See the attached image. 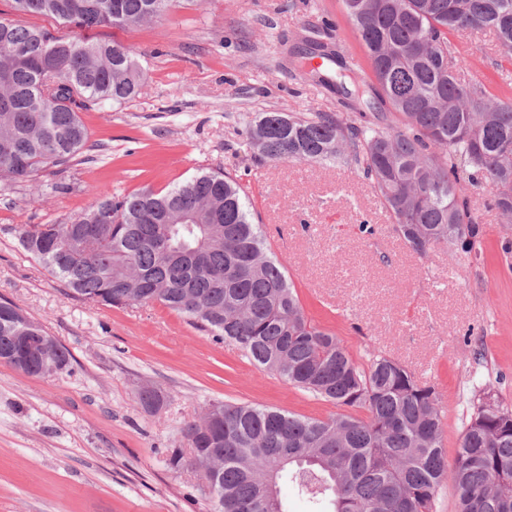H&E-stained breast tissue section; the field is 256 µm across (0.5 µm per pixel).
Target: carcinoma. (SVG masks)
<instances>
[{
	"mask_svg": "<svg viewBox=\"0 0 512 512\" xmlns=\"http://www.w3.org/2000/svg\"><path fill=\"white\" fill-rule=\"evenodd\" d=\"M20 14L52 16L80 29H118L161 20L174 0H11ZM375 84L353 75L335 52L311 65L318 82L387 106L385 125L358 126L330 112L312 117L265 112L247 130L259 161L361 164L389 210L394 230L418 254L437 244L472 250L480 234L459 194L458 170L497 188L493 204L512 224V97L459 83L448 36L494 32L512 61V0H342ZM141 52L120 42L64 40L0 18V178L29 179L65 169L89 150L79 111L136 96ZM23 250L88 302L119 307L158 302L236 346L258 367L340 412L326 420L258 405L213 403L186 424L191 455L219 452L218 512H288V486L313 512H436L451 483L457 512H512V408L475 387L478 405L455 463L444 450L435 388L398 361L374 355L358 365L335 334L306 316L284 264L267 253L244 188L221 171L158 192L101 194L65 222L30 224ZM44 331L0 303V357L41 348ZM58 344L32 355L22 372L50 376L68 365ZM147 412L163 390H141Z\"/></svg>",
	"mask_w": 512,
	"mask_h": 512,
	"instance_id": "carcinoma-1",
	"label": "carcinoma"
}]
</instances>
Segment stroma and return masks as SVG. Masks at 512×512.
I'll use <instances>...</instances> for the list:
<instances>
[{
	"label": "stroma",
	"instance_id": "stroma-1",
	"mask_svg": "<svg viewBox=\"0 0 512 512\" xmlns=\"http://www.w3.org/2000/svg\"><path fill=\"white\" fill-rule=\"evenodd\" d=\"M0 16L63 39L135 46L145 68L135 99L82 112L92 148L69 168L34 182L0 179V301L72 354L45 377L0 365V512H210L201 469L169 465L186 446V423L209 404L336 413L161 304L115 308L71 296L21 248L23 225L67 220L103 190L117 197L201 170L229 173L248 192L307 317L355 361L373 350L435 387L448 458L475 410V385L512 407V224L492 205L493 185L459 174L481 228L471 252L440 245L420 256L395 232L361 165L275 166L246 147L260 112L374 122L375 111L341 103L288 58L314 37L369 77L341 0H181L156 23L85 31L16 13L10 0H0ZM449 54L461 84L512 95V64L494 34L453 39ZM364 223L372 235L360 233ZM151 386L168 395L154 414L135 400Z\"/></svg>",
	"mask_w": 512,
	"mask_h": 512
}]
</instances>
